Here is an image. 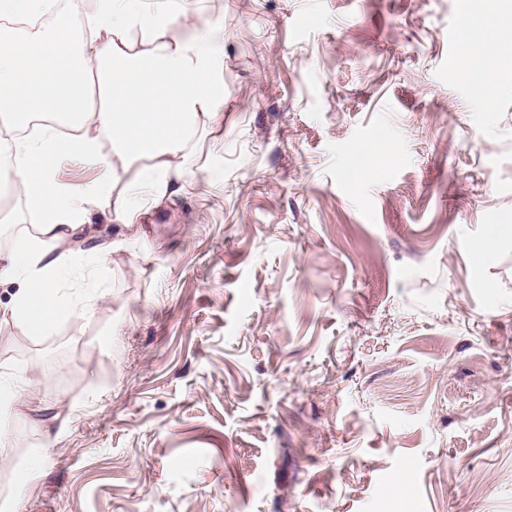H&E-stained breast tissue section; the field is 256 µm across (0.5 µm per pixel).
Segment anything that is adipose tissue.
<instances>
[{"label": "adipose tissue", "mask_w": 512, "mask_h": 512, "mask_svg": "<svg viewBox=\"0 0 512 512\" xmlns=\"http://www.w3.org/2000/svg\"><path fill=\"white\" fill-rule=\"evenodd\" d=\"M79 6L71 0L48 27L28 35L0 26V112L21 125L35 115L70 124L73 136L60 140L46 133L15 144V165L0 178L24 190L40 213L37 236L20 239L0 252V283L17 284L12 302L0 307V323L23 324L40 336L55 325L76 321L74 303L58 294L61 281L79 280L84 268L63 245L84 225L89 207H106L114 222L133 228L139 192L158 196L177 171L171 160L181 150L179 128L216 109L224 90L212 75L223 55L209 30L164 40L165 31L180 26L179 13L144 8L143 0H101L88 20L91 43L75 41L73 20ZM485 20L497 42L495 73L512 77V27L501 24L498 0H484ZM149 39V54H131L130 32ZM95 72L105 92L104 105H88L86 77ZM112 144L103 154L101 140ZM66 157L96 168V181L67 190L53 179V163ZM141 162L135 192L113 195L126 163Z\"/></svg>", "instance_id": "adipose-tissue-1"}]
</instances>
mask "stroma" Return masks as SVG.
<instances>
[{"label":"stroma","mask_w":512,"mask_h":512,"mask_svg":"<svg viewBox=\"0 0 512 512\" xmlns=\"http://www.w3.org/2000/svg\"><path fill=\"white\" fill-rule=\"evenodd\" d=\"M458 1L169 0L224 101L138 232L92 210L87 318L0 323V371L49 379L0 423V494L59 415L17 512H512V234L476 258L512 81L467 68L494 37ZM40 223L6 193L0 250Z\"/></svg>","instance_id":"obj_1"}]
</instances>
